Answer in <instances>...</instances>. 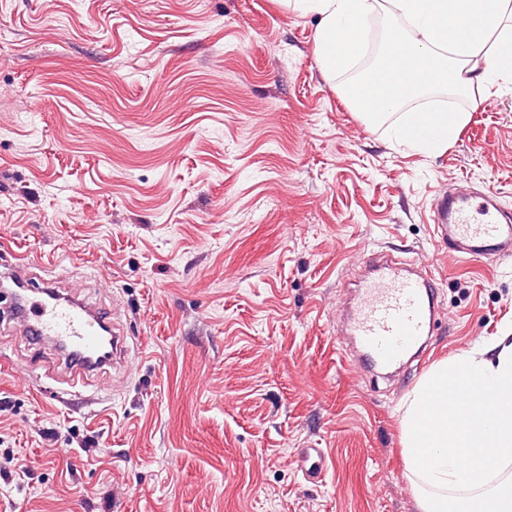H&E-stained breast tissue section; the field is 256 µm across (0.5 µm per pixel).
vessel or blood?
I'll list each match as a JSON object with an SVG mask.
<instances>
[{
  "label": "vessel or blood",
  "instance_id": "b4317fda",
  "mask_svg": "<svg viewBox=\"0 0 512 512\" xmlns=\"http://www.w3.org/2000/svg\"><path fill=\"white\" fill-rule=\"evenodd\" d=\"M433 224L449 253L461 258L512 254V214L496 199L442 194ZM433 280L401 259L371 260L336 318L341 335L356 346L353 364L367 371L400 365L406 353L429 336L433 325ZM21 331L38 341H51L68 352L73 374L83 375L107 365L126 363V336L115 316L45 283L37 298L20 312ZM303 474L321 477L324 449L305 448L299 456Z\"/></svg>",
  "mask_w": 512,
  "mask_h": 512
}]
</instances>
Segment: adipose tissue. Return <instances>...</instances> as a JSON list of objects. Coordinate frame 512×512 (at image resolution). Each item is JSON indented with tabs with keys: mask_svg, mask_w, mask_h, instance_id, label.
<instances>
[{
	"mask_svg": "<svg viewBox=\"0 0 512 512\" xmlns=\"http://www.w3.org/2000/svg\"><path fill=\"white\" fill-rule=\"evenodd\" d=\"M319 19L315 53L324 76L366 56L370 23L392 18L367 76L343 88L364 116H395L394 141L445 151L464 112L409 109L435 87L470 98L512 87V0H283ZM403 455L420 512H512V332L431 368L401 405Z\"/></svg>",
	"mask_w": 512,
	"mask_h": 512,
	"instance_id": "adipose-tissue-1",
	"label": "adipose tissue"
}]
</instances>
